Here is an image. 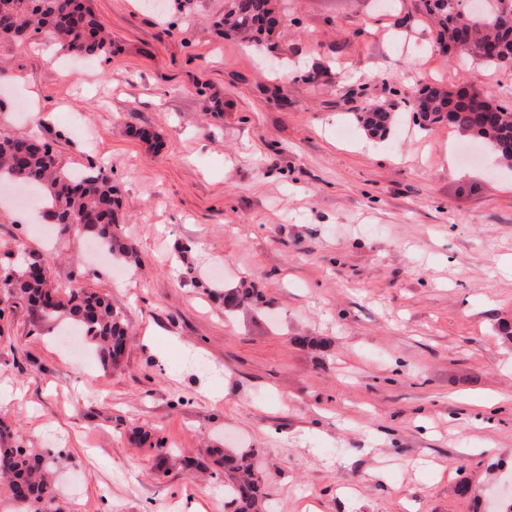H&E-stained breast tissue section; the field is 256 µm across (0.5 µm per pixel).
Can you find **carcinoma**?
I'll use <instances>...</instances> for the list:
<instances>
[{
    "instance_id": "cac0c4a2",
    "label": "carcinoma",
    "mask_w": 512,
    "mask_h": 512,
    "mask_svg": "<svg viewBox=\"0 0 512 512\" xmlns=\"http://www.w3.org/2000/svg\"><path fill=\"white\" fill-rule=\"evenodd\" d=\"M419 13L436 31V44L453 57L494 66L512 65V0H491L487 11L462 12L460 0H415ZM274 0H226L224 27L247 39L272 35L268 24ZM55 38L67 54L105 57L112 37L104 32L87 0H0V41L22 43L31 36ZM422 127L446 123L479 140L498 159L512 166V106L502 105L480 87L454 90L425 86L412 103ZM369 134L384 138L394 115L375 108L357 117ZM29 184L47 204L46 218L61 238L89 234L113 257L128 266L140 263L135 245L123 232L119 188L105 167L91 164L81 172L65 168L47 142L0 134V184ZM53 258L19 247L0 260V314L24 306L39 319H62L95 349L104 366H119L128 331L122 314L108 296L96 291L60 289L52 278ZM224 311L257 309L262 291L241 284L217 294ZM14 430L0 422V485L11 501L8 512H50L58 490L46 458L29 448L10 444ZM214 470L224 473V497L233 512H258L263 493L254 457L233 450L205 451Z\"/></svg>"
}]
</instances>
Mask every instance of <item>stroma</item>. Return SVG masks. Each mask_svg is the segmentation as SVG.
I'll return each instance as SVG.
<instances>
[{"instance_id": "stroma-1", "label": "stroma", "mask_w": 512, "mask_h": 512, "mask_svg": "<svg viewBox=\"0 0 512 512\" xmlns=\"http://www.w3.org/2000/svg\"><path fill=\"white\" fill-rule=\"evenodd\" d=\"M91 5L117 49L76 73L47 40L0 42V133L104 166L141 255L93 261L0 204V253L53 255L129 330L106 370L58 323L0 317V421L54 462L59 512H228L206 448L253 454L259 512H506L512 170L449 171L476 140L411 103L479 84L512 105V68L448 58L412 0H288L272 51L214 31L224 0ZM376 106L401 117L383 139L355 119ZM244 281L266 305L225 315L214 284Z\"/></svg>"}]
</instances>
